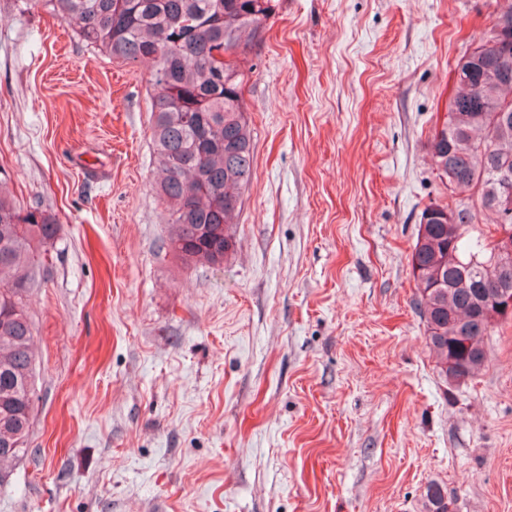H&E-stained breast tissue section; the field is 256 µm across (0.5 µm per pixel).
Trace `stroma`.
<instances>
[{
    "instance_id": "obj_1",
    "label": "stroma",
    "mask_w": 512,
    "mask_h": 512,
    "mask_svg": "<svg viewBox=\"0 0 512 512\" xmlns=\"http://www.w3.org/2000/svg\"><path fill=\"white\" fill-rule=\"evenodd\" d=\"M495 0H278L245 55L233 253L184 268L149 70L0 0V182L59 226L27 298L28 453L0 512H512V318L440 379L414 308L428 138ZM424 512H451L447 490L438 483L431 482L425 491Z\"/></svg>"
}]
</instances>
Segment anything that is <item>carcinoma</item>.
Returning a JSON list of instances; mask_svg holds the SVG:
<instances>
[{"mask_svg":"<svg viewBox=\"0 0 512 512\" xmlns=\"http://www.w3.org/2000/svg\"><path fill=\"white\" fill-rule=\"evenodd\" d=\"M50 5L77 35L114 58L151 63L154 187L170 213L167 246L186 268L217 265L233 248L234 223L254 178L252 132L239 56L275 13V0H26ZM455 66L447 119L428 141L448 204L426 206L411 265L417 310L439 376L448 357L460 361V385L485 367L457 345L458 330L481 346L495 325L476 307L478 291L499 282L490 252L501 220L503 172L512 177V54L477 46ZM503 69L506 80L486 76ZM456 214L448 222L444 212ZM58 232L54 216L21 212L0 183V486L4 463L27 451L35 396L33 328L26 297ZM424 512H451L447 490L427 485Z\"/></svg>","mask_w":512,"mask_h":512,"instance_id":"cac0c4a2","label":"carcinoma"}]
</instances>
